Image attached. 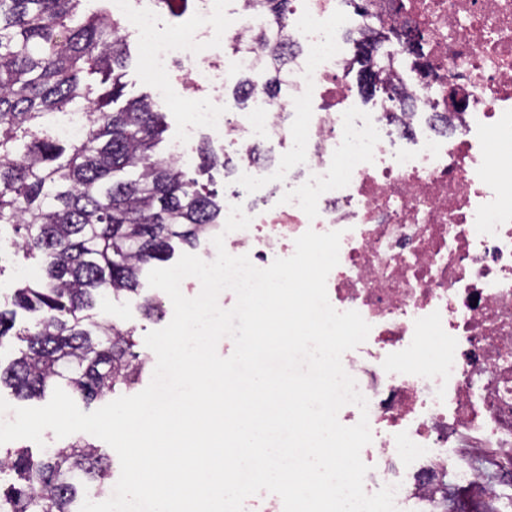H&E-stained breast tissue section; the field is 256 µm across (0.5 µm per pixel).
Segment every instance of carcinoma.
<instances>
[{"instance_id":"carcinoma-1","label":"carcinoma","mask_w":512,"mask_h":512,"mask_svg":"<svg viewBox=\"0 0 512 512\" xmlns=\"http://www.w3.org/2000/svg\"><path fill=\"white\" fill-rule=\"evenodd\" d=\"M85 0H0V231L12 228L41 274L18 286L0 309V343L14 336L21 356L0 368V386L20 400L59 386L86 403L138 382L136 329L97 319L101 296L139 294L140 276L194 246L224 223V205L172 158L154 148L162 113L148 98L120 108L129 57L124 19ZM272 25L286 26L288 0H259ZM111 82L94 100L90 76ZM86 111L84 135L63 140L55 122ZM37 314L15 328L17 310ZM0 512H80L88 486L105 491L107 457L77 437L35 457L8 448Z\"/></svg>"}]
</instances>
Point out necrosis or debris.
<instances>
[{"mask_svg": "<svg viewBox=\"0 0 512 512\" xmlns=\"http://www.w3.org/2000/svg\"><path fill=\"white\" fill-rule=\"evenodd\" d=\"M112 11L160 96L176 95V68L181 86L217 96L185 132L231 149L225 203L251 224L226 234L229 254L265 268L307 230L341 231L328 298L361 314L371 344L342 356L368 411L349 404L338 419L369 421L366 492L396 486L398 512H512V0H289L283 91L254 83L237 112L228 85L270 58L250 40L263 21L251 0H198L175 35L161 24L172 0ZM407 29L422 59L392 41ZM381 34L369 61L381 94L364 112L347 77L357 39ZM421 341L431 357L416 356Z\"/></svg>", "mask_w": 512, "mask_h": 512, "instance_id": "4bbe7bcc", "label": "necrosis or debris"}]
</instances>
